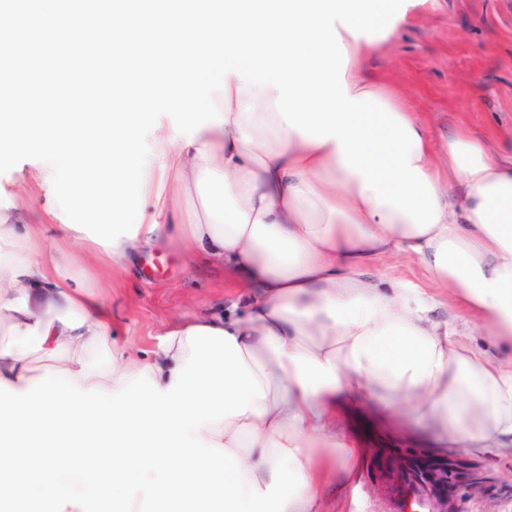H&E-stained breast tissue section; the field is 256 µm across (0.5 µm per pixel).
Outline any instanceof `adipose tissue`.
Masks as SVG:
<instances>
[{
    "label": "adipose tissue",
    "instance_id": "1",
    "mask_svg": "<svg viewBox=\"0 0 512 512\" xmlns=\"http://www.w3.org/2000/svg\"><path fill=\"white\" fill-rule=\"evenodd\" d=\"M348 93L385 102L416 132L411 163L435 190L440 217L421 232L410 218L378 205L360 174L342 161L336 139L317 142L278 114L277 89L225 77L212 92L223 123L192 139L163 137L164 191L145 188L136 238L105 247L60 221L48 196L49 166L20 170L0 187V382L16 391L35 382L34 358L53 360L81 389L115 392L140 371L166 389L190 353V329L235 337L265 391L252 411L203 424L199 437L236 454L245 486L265 491L273 459L293 452L305 484L285 512H321L336 476L352 478L356 449L337 439V405L374 398L386 409L413 404L462 448L512 453V161L460 127L432 134L402 98L369 70L379 43L340 29ZM43 198L39 225H55L59 246L14 228L28 224L21 191ZM195 195L185 211L181 201ZM178 235L208 265L223 267L248 293L243 310L168 330L149 352L113 342L112 317L81 289L69 243L122 261L144 242ZM411 255L429 287L384 283L377 262ZM102 358L87 360L89 348Z\"/></svg>",
    "mask_w": 512,
    "mask_h": 512
}]
</instances>
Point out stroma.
Here are the masks:
<instances>
[{"label": "stroma", "instance_id": "stroma-1", "mask_svg": "<svg viewBox=\"0 0 512 512\" xmlns=\"http://www.w3.org/2000/svg\"><path fill=\"white\" fill-rule=\"evenodd\" d=\"M369 69L419 112L431 130L465 126L497 155L512 158V5L507 0H446L442 9L409 8L397 35L382 43ZM90 295H106L116 343L149 350L172 325L221 315L237 300L222 269L199 262L174 240L140 247L122 262L91 260ZM373 419L337 411L341 434L362 449L351 483L324 498V512H392L385 480L403 464L445 459L455 478L448 512H512V456L442 448L439 426L417 414L398 419L381 403Z\"/></svg>", "mask_w": 512, "mask_h": 512}]
</instances>
